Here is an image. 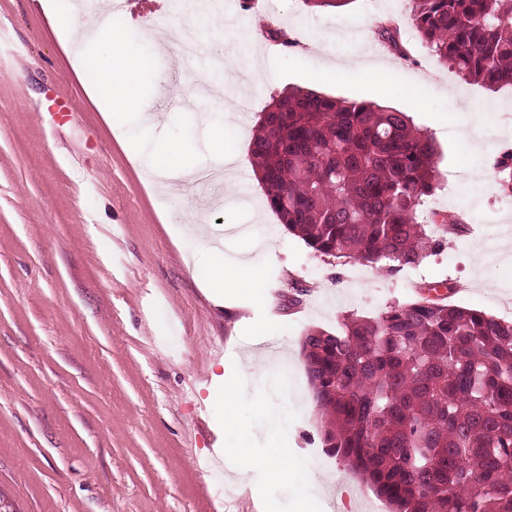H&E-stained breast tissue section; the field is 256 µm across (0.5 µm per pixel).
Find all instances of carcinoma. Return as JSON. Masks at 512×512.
I'll return each mask as SVG.
<instances>
[{"label": "carcinoma", "mask_w": 512, "mask_h": 512, "mask_svg": "<svg viewBox=\"0 0 512 512\" xmlns=\"http://www.w3.org/2000/svg\"><path fill=\"white\" fill-rule=\"evenodd\" d=\"M409 2L432 55L465 80L512 84V0ZM377 34L403 53L391 24ZM250 155L280 224L321 254L417 266L436 231L464 228L443 213L417 221L440 155L388 106L294 89L269 104ZM495 169L511 193L512 152ZM442 288L303 336L322 442L391 512H512V321Z\"/></svg>", "instance_id": "1"}]
</instances>
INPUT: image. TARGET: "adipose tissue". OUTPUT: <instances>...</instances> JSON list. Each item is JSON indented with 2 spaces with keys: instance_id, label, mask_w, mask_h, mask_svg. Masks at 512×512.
<instances>
[{
  "instance_id": "ef3b65f1",
  "label": "adipose tissue",
  "mask_w": 512,
  "mask_h": 512,
  "mask_svg": "<svg viewBox=\"0 0 512 512\" xmlns=\"http://www.w3.org/2000/svg\"><path fill=\"white\" fill-rule=\"evenodd\" d=\"M41 4L66 42L91 41L105 47V54H87L80 59L81 65L96 74L91 97L99 110L112 118L134 115L143 131L158 125L162 115L145 95L143 85L157 80L155 61L166 53L169 33L147 34L150 50L142 53L130 45L128 32L122 26L99 27L92 31L87 24L77 22L72 0H41ZM261 277L260 270L250 264L228 266L218 259L207 272L206 286L216 298L226 302L243 282H256Z\"/></svg>"
}]
</instances>
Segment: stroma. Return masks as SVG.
<instances>
[{"label":"stroma","instance_id":"obj_1","mask_svg":"<svg viewBox=\"0 0 512 512\" xmlns=\"http://www.w3.org/2000/svg\"><path fill=\"white\" fill-rule=\"evenodd\" d=\"M116 15L139 46L153 27L201 32L200 53L158 58L165 120L134 153L123 120H105L88 98L96 75L76 72L40 0H0L12 57L0 73V497L14 512H388L326 452L300 340L345 315L408 303L427 282L450 284L452 304L512 311V206L498 178L481 173L512 147V86L489 91L432 57L406 0L336 10L272 0L287 48L240 0H224L223 30L192 21L179 0H128ZM385 20L401 51L375 35ZM220 64L234 73L223 98L196 95L199 78L223 82ZM329 64L335 80L316 82ZM381 65L393 95L366 75ZM408 87L419 103L400 96ZM291 88L408 113L441 154L419 217L462 213L465 231L420 266L395 270L318 253L288 233L246 161L261 113ZM238 95L245 110L225 118V99ZM201 111L223 120L235 154L222 164L223 184L148 185L160 138L186 143L197 168L217 164ZM196 211L225 264L264 273L263 285L237 291L234 307L212 298L201 274L212 257L182 233ZM247 354L255 367L245 372ZM245 446L263 456L287 449L295 476L274 481L243 465ZM216 450L220 480L203 470Z\"/></svg>","mask_w":512,"mask_h":512}]
</instances>
